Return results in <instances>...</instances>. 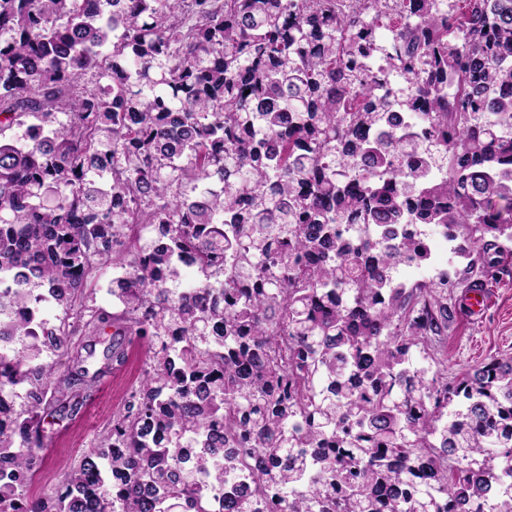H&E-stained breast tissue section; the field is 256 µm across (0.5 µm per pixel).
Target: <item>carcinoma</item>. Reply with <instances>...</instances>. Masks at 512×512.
Masks as SVG:
<instances>
[{"label":"carcinoma","mask_w":512,"mask_h":512,"mask_svg":"<svg viewBox=\"0 0 512 512\" xmlns=\"http://www.w3.org/2000/svg\"><path fill=\"white\" fill-rule=\"evenodd\" d=\"M342 2L0 0V512H260L271 482L286 512H512V356L448 377L456 284L397 287L427 244L388 237L444 224L485 271L512 239V0L452 25L445 0ZM398 108L432 127L410 169L374 134ZM107 265L133 279L112 315L83 302ZM111 326L144 377L31 498L44 413L101 373L75 337Z\"/></svg>","instance_id":"obj_1"}]
</instances>
